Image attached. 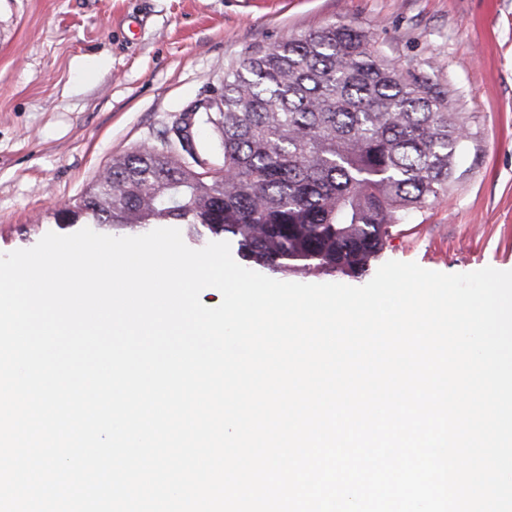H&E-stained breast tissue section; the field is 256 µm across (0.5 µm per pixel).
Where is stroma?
<instances>
[{
    "mask_svg": "<svg viewBox=\"0 0 512 512\" xmlns=\"http://www.w3.org/2000/svg\"><path fill=\"white\" fill-rule=\"evenodd\" d=\"M335 22L466 119L459 179L391 226L380 262L512 271V0H0V254L63 233L62 206L253 53Z\"/></svg>",
    "mask_w": 512,
    "mask_h": 512,
    "instance_id": "1",
    "label": "stroma"
}]
</instances>
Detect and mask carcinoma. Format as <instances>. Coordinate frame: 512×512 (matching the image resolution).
Masks as SVG:
<instances>
[{"instance_id":"cac0c4a2","label":"carcinoma","mask_w":512,"mask_h":512,"mask_svg":"<svg viewBox=\"0 0 512 512\" xmlns=\"http://www.w3.org/2000/svg\"><path fill=\"white\" fill-rule=\"evenodd\" d=\"M200 119L221 167L166 137L114 160L62 221L182 224L261 272L363 277L390 225L448 191L467 139L445 92L335 23L229 71Z\"/></svg>"}]
</instances>
